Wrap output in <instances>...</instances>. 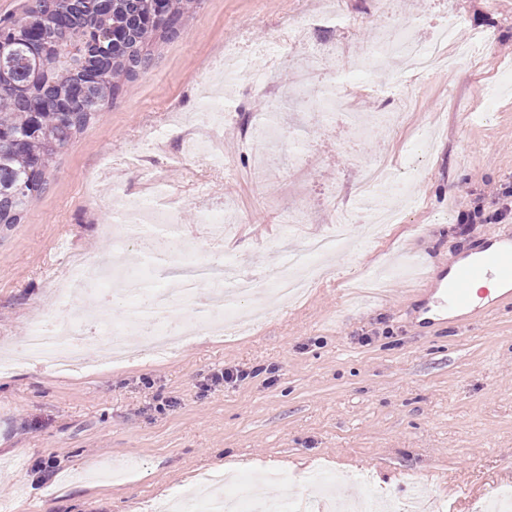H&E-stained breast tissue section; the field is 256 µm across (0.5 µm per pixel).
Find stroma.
I'll return each mask as SVG.
<instances>
[{
    "label": "stroma",
    "instance_id": "stroma-1",
    "mask_svg": "<svg viewBox=\"0 0 512 512\" xmlns=\"http://www.w3.org/2000/svg\"><path fill=\"white\" fill-rule=\"evenodd\" d=\"M319 0H202L180 35L158 43L149 66L55 158L45 191L22 223L0 225V350L13 354L34 322L62 318L55 284L70 255L94 260L112 250L103 225L122 223L113 200H155L167 185L194 258L231 260L266 289L281 263V212L297 201L312 212L307 230H331L338 208L351 220L329 277L302 303L274 306L249 331L195 337L165 358L145 354L74 374L22 360L0 374V498L12 512H157L176 487L201 491L218 463L227 487L242 476L251 494L281 488L322 502L309 477L332 475L340 499L360 493L405 512L416 485L444 512H474L489 494L512 488V297L489 310L427 320L435 277L456 259L512 233V0H416L421 34L454 18L457 37L483 47L461 63L383 89L375 71L348 67L372 114L410 105L398 129L376 123L365 137L281 118L293 140L312 146L300 165H272L251 178L240 128L260 119L268 89L227 84L234 125L220 169L187 156L177 136L150 143L154 128L198 111L224 52L274 41L309 22ZM327 32L349 56L366 55L391 18L374 0H335ZM142 155L118 181L104 174ZM407 179L406 196H387L398 220L379 238L359 205L351 154ZM480 207L459 235L461 196ZM228 206L243 222L212 244L204 208ZM250 376L207 389L221 369Z\"/></svg>",
    "mask_w": 512,
    "mask_h": 512
}]
</instances>
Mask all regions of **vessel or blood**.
Listing matches in <instances>:
<instances>
[{
  "label": "vessel or blood",
  "mask_w": 512,
  "mask_h": 512,
  "mask_svg": "<svg viewBox=\"0 0 512 512\" xmlns=\"http://www.w3.org/2000/svg\"><path fill=\"white\" fill-rule=\"evenodd\" d=\"M488 279L497 284L487 296L488 306H495L512 294V236L483 248L476 259L453 269L451 283L436 304V313L467 311L473 305V284Z\"/></svg>",
  "instance_id": "1"
}]
</instances>
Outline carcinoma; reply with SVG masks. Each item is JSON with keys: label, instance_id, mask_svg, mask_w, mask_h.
Segmentation results:
<instances>
[{"label": "carcinoma", "instance_id": "carcinoma-1", "mask_svg": "<svg viewBox=\"0 0 512 512\" xmlns=\"http://www.w3.org/2000/svg\"><path fill=\"white\" fill-rule=\"evenodd\" d=\"M198 4L168 0L167 13L151 22L152 0H110L95 10L36 0L23 16L0 20V225L21 223L56 155L147 66L157 41L178 35L182 16ZM114 27L122 41L107 54L96 41Z\"/></svg>", "mask_w": 512, "mask_h": 512}]
</instances>
